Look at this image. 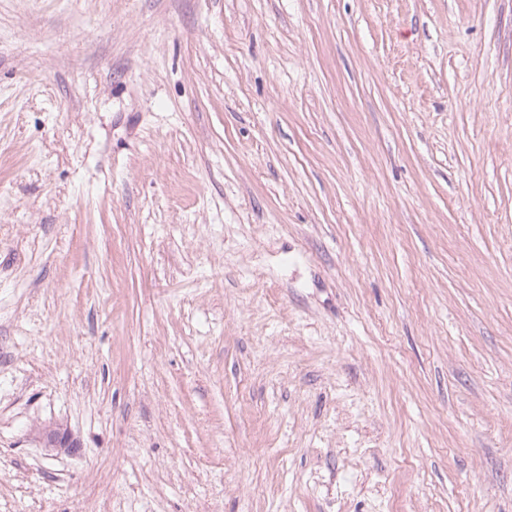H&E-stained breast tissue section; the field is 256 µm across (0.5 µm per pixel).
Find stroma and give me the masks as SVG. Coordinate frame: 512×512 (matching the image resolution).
Listing matches in <instances>:
<instances>
[{
	"instance_id": "35a3bbf8",
	"label": "stroma",
	"mask_w": 512,
	"mask_h": 512,
	"mask_svg": "<svg viewBox=\"0 0 512 512\" xmlns=\"http://www.w3.org/2000/svg\"><path fill=\"white\" fill-rule=\"evenodd\" d=\"M0 512H512V0H0Z\"/></svg>"
}]
</instances>
